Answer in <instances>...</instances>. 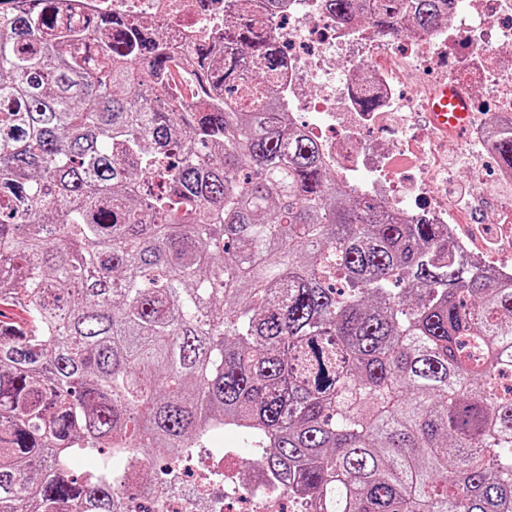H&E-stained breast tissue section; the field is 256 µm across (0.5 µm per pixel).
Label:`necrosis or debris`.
<instances>
[{"instance_id": "necrosis-or-debris-1", "label": "necrosis or debris", "mask_w": 512, "mask_h": 512, "mask_svg": "<svg viewBox=\"0 0 512 512\" xmlns=\"http://www.w3.org/2000/svg\"><path fill=\"white\" fill-rule=\"evenodd\" d=\"M65 17L78 23L106 14L149 19L164 41L189 44L217 40L230 11L226 0H60ZM277 38L284 66L270 81H250V99L276 105L318 141L336 178L356 195L383 202L410 222L441 224L461 254L488 263L496 276H512V233L500 231L497 259H490L466 212L448 208L449 152L468 158L479 172L497 132L512 123V0H452L446 24L430 30L405 27L382 39L364 22L343 24L323 0H282L274 16L252 6ZM348 55L365 77L336 79V59ZM469 92L472 114L466 140L453 132L406 139L412 115L425 114L439 79ZM314 87L315 97L304 94ZM192 482L158 512H286L284 493L272 491L257 469L247 479L218 472L206 462L189 463Z\"/></svg>"}]
</instances>
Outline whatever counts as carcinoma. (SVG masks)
Listing matches in <instances>:
<instances>
[{"label":"carcinoma","mask_w":512,"mask_h":512,"mask_svg":"<svg viewBox=\"0 0 512 512\" xmlns=\"http://www.w3.org/2000/svg\"><path fill=\"white\" fill-rule=\"evenodd\" d=\"M388 37L445 0H327ZM0 0V512H125L236 430L319 512H512V277L354 196L238 88L283 61L245 13L178 48L124 15ZM512 167V128L495 146ZM106 453L82 477L77 454Z\"/></svg>","instance_id":"1"}]
</instances>
